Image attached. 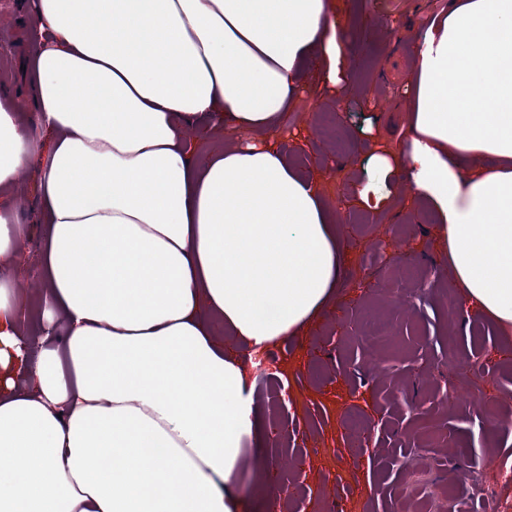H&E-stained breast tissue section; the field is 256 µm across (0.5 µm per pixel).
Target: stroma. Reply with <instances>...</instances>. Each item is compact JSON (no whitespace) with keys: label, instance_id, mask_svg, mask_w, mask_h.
Returning a JSON list of instances; mask_svg holds the SVG:
<instances>
[{"label":"stroma","instance_id":"stroma-1","mask_svg":"<svg viewBox=\"0 0 512 512\" xmlns=\"http://www.w3.org/2000/svg\"><path fill=\"white\" fill-rule=\"evenodd\" d=\"M329 8L344 37L337 82H321L316 63L303 67L305 88L283 119L280 147L333 210L346 272L333 306L249 369L261 445L243 451L240 489L253 512H265L271 494L278 512H366L374 500L379 512H405L395 489L414 482L427 459L437 510L449 487L476 494L465 473L512 451V428L495 427L487 414H512V333L452 295L443 217L393 162L416 137L411 81L424 22L447 13L448 0H329ZM26 18L25 0H0V85L33 127L27 65L38 40ZM14 195L26 237L0 279L25 299L22 316L36 330L43 216L35 166L21 171ZM374 196L381 207L370 205ZM424 270L428 278L412 291ZM407 288L410 306L396 307ZM376 326L399 336L401 353L369 345ZM452 353L473 403L439 400L456 383Z\"/></svg>","mask_w":512,"mask_h":512}]
</instances>
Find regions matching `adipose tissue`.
<instances>
[{"label":"adipose tissue","mask_w":512,"mask_h":512,"mask_svg":"<svg viewBox=\"0 0 512 512\" xmlns=\"http://www.w3.org/2000/svg\"><path fill=\"white\" fill-rule=\"evenodd\" d=\"M28 23L39 127L0 102V267L38 162L42 321L0 281V512H247L253 399L224 338L296 335L344 274L321 194L266 139L302 64L336 80L326 0H29ZM413 83L415 191L461 293L512 329V0H452ZM201 122L247 138L197 159Z\"/></svg>","instance_id":"obj_1"}]
</instances>
